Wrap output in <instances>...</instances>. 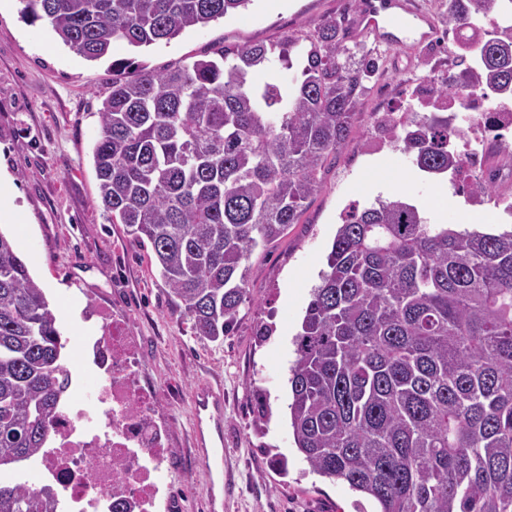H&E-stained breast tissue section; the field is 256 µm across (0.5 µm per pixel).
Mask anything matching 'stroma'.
<instances>
[{
    "label": "stroma",
    "mask_w": 512,
    "mask_h": 512,
    "mask_svg": "<svg viewBox=\"0 0 512 512\" xmlns=\"http://www.w3.org/2000/svg\"><path fill=\"white\" fill-rule=\"evenodd\" d=\"M347 0H253L247 10L187 30L170 43L139 51L113 45L91 62L62 44L44 22L23 18L21 0L0 10V173L12 186L0 198V231L14 242L55 311L64 356L119 315L144 349L143 375L161 393L172 428L174 485L208 481L195 451L194 389H224V512H376L346 483L313 473L288 425V374L312 287L320 281L337 229L350 207L403 195L431 224H459L469 211L449 194L434 208L435 177L416 168L402 148L374 152L370 120L383 104L399 106L424 80L446 75L448 46L434 40L392 48L365 39L377 52L376 90L363 99L351 135L327 162L320 191L299 223L249 260V300L223 343H203L174 315L168 292L123 225L110 223L98 191L92 147L100 131L101 96L112 64L148 69L211 55L223 45L302 39L329 17L346 34L359 25Z\"/></svg>",
    "instance_id": "stroma-1"
}]
</instances>
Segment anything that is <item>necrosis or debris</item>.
Returning a JSON list of instances; mask_svg holds the SVG:
<instances>
[{
    "mask_svg": "<svg viewBox=\"0 0 512 512\" xmlns=\"http://www.w3.org/2000/svg\"><path fill=\"white\" fill-rule=\"evenodd\" d=\"M412 98L426 112L454 116L450 146L459 158L450 180L512 188V160L493 165L491 145L512 141V100L472 93L468 101L441 96L421 84ZM84 368L96 380L92 393L71 392L55 417L52 446L33 459L31 490L56 486L75 512H187L190 493L167 482L173 456L171 427L160 413V394L142 378L138 340L123 321H104L83 345Z\"/></svg>",
    "mask_w": 512,
    "mask_h": 512,
    "instance_id": "1",
    "label": "necrosis or debris"
}]
</instances>
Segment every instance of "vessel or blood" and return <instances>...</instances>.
<instances>
[{"instance_id":"b4317fda","label":"vessel or blood","mask_w":512,"mask_h":512,"mask_svg":"<svg viewBox=\"0 0 512 512\" xmlns=\"http://www.w3.org/2000/svg\"><path fill=\"white\" fill-rule=\"evenodd\" d=\"M381 14L380 20L365 19L359 26L362 35L397 47L407 41H424L428 32L422 31L421 16L411 7L410 0H368ZM193 421L197 451L207 466L206 495L210 512H224V499L218 488L224 485V411L219 395L204 388L193 396Z\"/></svg>"}]
</instances>
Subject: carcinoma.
I'll return each instance as SVG.
<instances>
[{
    "instance_id": "1",
    "label": "carcinoma",
    "mask_w": 512,
    "mask_h": 512,
    "mask_svg": "<svg viewBox=\"0 0 512 512\" xmlns=\"http://www.w3.org/2000/svg\"><path fill=\"white\" fill-rule=\"evenodd\" d=\"M89 61L246 9L252 0H21ZM512 0H448V24ZM325 19L302 44L225 45L214 57L128 75L112 67L92 148L99 198L150 246L175 311L215 343L248 299L249 259L299 223L353 128L375 58ZM298 67L288 91L274 62ZM438 93L512 98V35L474 48ZM271 71L256 84L252 74ZM448 118L414 112L403 150L422 172L456 164ZM288 423L313 472L377 512H512V230L429 224L397 196L353 209L294 338ZM57 317L0 231V468L46 447L71 385ZM49 486L0 474V512H55Z\"/></svg>"
}]
</instances>
